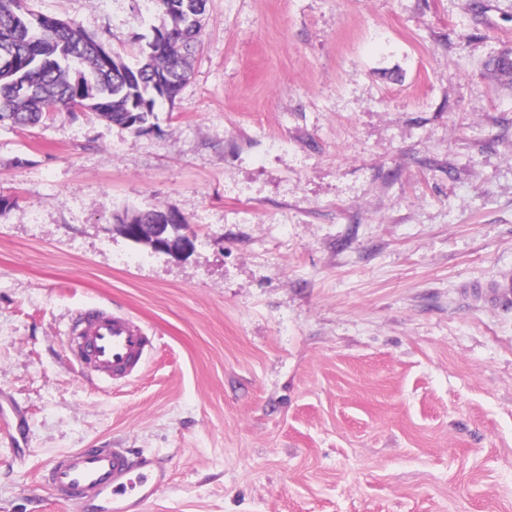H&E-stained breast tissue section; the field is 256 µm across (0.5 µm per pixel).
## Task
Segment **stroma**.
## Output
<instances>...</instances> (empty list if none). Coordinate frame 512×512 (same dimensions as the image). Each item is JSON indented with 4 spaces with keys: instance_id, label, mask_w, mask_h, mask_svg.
Listing matches in <instances>:
<instances>
[{
    "instance_id": "stroma-1",
    "label": "stroma",
    "mask_w": 512,
    "mask_h": 512,
    "mask_svg": "<svg viewBox=\"0 0 512 512\" xmlns=\"http://www.w3.org/2000/svg\"><path fill=\"white\" fill-rule=\"evenodd\" d=\"M126 59L153 0H29ZM512 0H207L156 130L0 127V512L74 448L167 479L143 512H512ZM174 210L194 252L105 224ZM94 305L153 339L104 389Z\"/></svg>"
}]
</instances>
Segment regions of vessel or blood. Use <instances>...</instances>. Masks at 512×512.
Listing matches in <instances>:
<instances>
[{
  "label": "vessel or blood",
  "instance_id": "1",
  "mask_svg": "<svg viewBox=\"0 0 512 512\" xmlns=\"http://www.w3.org/2000/svg\"><path fill=\"white\" fill-rule=\"evenodd\" d=\"M151 341L133 320L102 308L83 311L70 329L69 350L87 375L123 383L146 363ZM44 485L89 512H140L163 477L155 457L132 456L125 448H76L53 458Z\"/></svg>",
  "mask_w": 512,
  "mask_h": 512
}]
</instances>
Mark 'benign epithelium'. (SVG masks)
Here are the masks:
<instances>
[{
  "label": "benign epithelium",
  "mask_w": 512,
  "mask_h": 512,
  "mask_svg": "<svg viewBox=\"0 0 512 512\" xmlns=\"http://www.w3.org/2000/svg\"><path fill=\"white\" fill-rule=\"evenodd\" d=\"M109 233L117 232L132 242L148 245L161 253H186L195 248L196 235L175 211L145 212L127 224H109Z\"/></svg>",
  "instance_id": "benign-epithelium-1"
}]
</instances>
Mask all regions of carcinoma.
Returning <instances> with one entry per match:
<instances>
[{"label": "carcinoma", "instance_id": "carcinoma-1", "mask_svg": "<svg viewBox=\"0 0 512 512\" xmlns=\"http://www.w3.org/2000/svg\"><path fill=\"white\" fill-rule=\"evenodd\" d=\"M207 0H156L170 24L152 28L153 47L134 64L98 53L102 40L74 21L35 13L28 0H0V126L45 125L49 108L84 111L135 131L132 112L151 123L159 104H173L189 78Z\"/></svg>", "mask_w": 512, "mask_h": 512}]
</instances>
